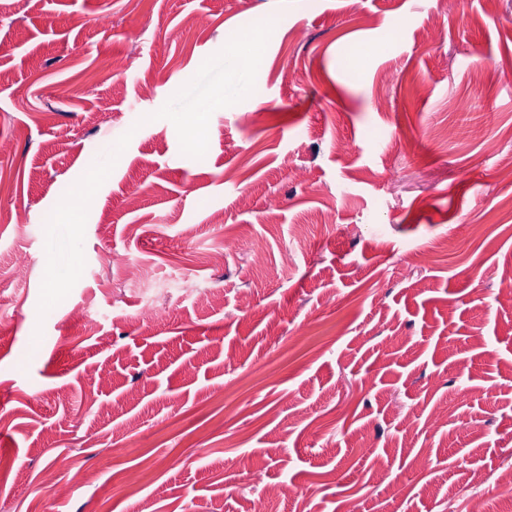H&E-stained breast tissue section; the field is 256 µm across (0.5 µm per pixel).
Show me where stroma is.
Masks as SVG:
<instances>
[{
    "label": "stroma",
    "mask_w": 512,
    "mask_h": 512,
    "mask_svg": "<svg viewBox=\"0 0 512 512\" xmlns=\"http://www.w3.org/2000/svg\"><path fill=\"white\" fill-rule=\"evenodd\" d=\"M269 17L182 155L151 113ZM0 141V512H512V0H0ZM77 475L82 479V474L78 470L76 474H74L69 480L62 482L60 478H58L52 472H46L38 485L37 490L43 494H54L58 496H62L66 494L69 489L72 487V484L77 478Z\"/></svg>",
    "instance_id": "obj_1"
}]
</instances>
